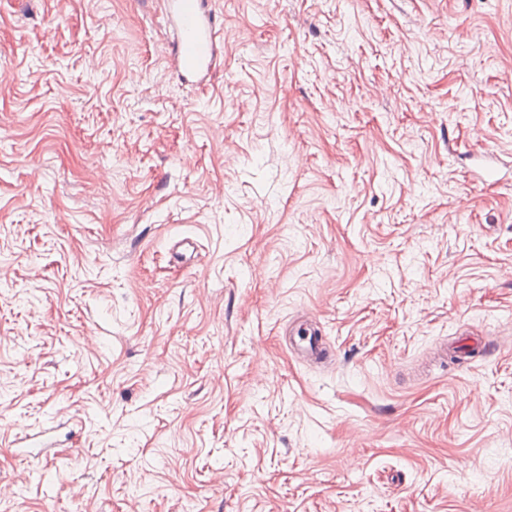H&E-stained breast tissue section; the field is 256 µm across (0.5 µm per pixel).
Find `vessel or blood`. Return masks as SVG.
Returning a JSON list of instances; mask_svg holds the SVG:
<instances>
[{
    "label": "vessel or blood",
    "instance_id": "1",
    "mask_svg": "<svg viewBox=\"0 0 512 512\" xmlns=\"http://www.w3.org/2000/svg\"><path fill=\"white\" fill-rule=\"evenodd\" d=\"M162 4L174 69L197 88L208 86L214 61L222 47L213 0H162ZM290 347L293 353L320 361L333 356L321 329L313 322L292 331Z\"/></svg>",
    "mask_w": 512,
    "mask_h": 512
}]
</instances>
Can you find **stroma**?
<instances>
[{
  "label": "stroma",
  "instance_id": "1",
  "mask_svg": "<svg viewBox=\"0 0 512 512\" xmlns=\"http://www.w3.org/2000/svg\"><path fill=\"white\" fill-rule=\"evenodd\" d=\"M213 9L0 0V512H512V0ZM171 63L197 88L211 81L214 61L222 47L212 0H162ZM289 336L293 354L302 353L320 361L329 358L332 360L334 353L328 350L323 333L316 323L306 322L290 332Z\"/></svg>",
  "mask_w": 512,
  "mask_h": 512
}]
</instances>
